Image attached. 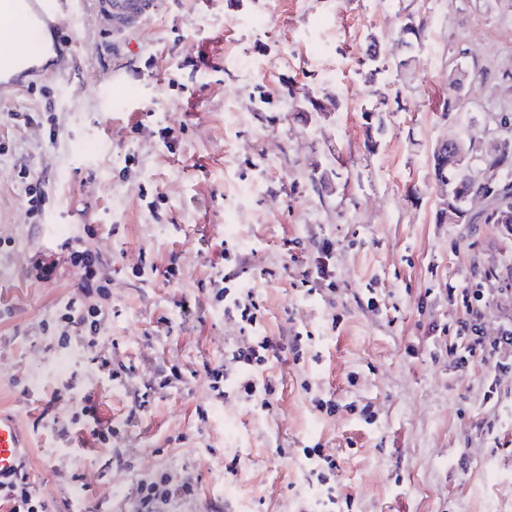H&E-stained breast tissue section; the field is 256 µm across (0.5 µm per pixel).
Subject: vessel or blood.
Wrapping results in <instances>:
<instances>
[{"instance_id":"b4317fda","label":"vessel or blood","mask_w":512,"mask_h":512,"mask_svg":"<svg viewBox=\"0 0 512 512\" xmlns=\"http://www.w3.org/2000/svg\"><path fill=\"white\" fill-rule=\"evenodd\" d=\"M82 0H0V98L22 90L38 68L14 51L15 42L44 26L62 27L77 14ZM101 28L113 48L125 45L155 15L159 0H92ZM20 441L13 421L0 416V478L20 465Z\"/></svg>"}]
</instances>
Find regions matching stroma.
I'll list each match as a JSON object with an SVG mask.
<instances>
[{
    "label": "stroma",
    "mask_w": 512,
    "mask_h": 512,
    "mask_svg": "<svg viewBox=\"0 0 512 512\" xmlns=\"http://www.w3.org/2000/svg\"><path fill=\"white\" fill-rule=\"evenodd\" d=\"M91 11L85 0L68 26L80 51L65 72L0 105V414L19 427L47 499L119 512L156 467L200 479L178 512H298L304 501L325 512L331 491L335 512H512V375L484 404L481 366L435 356L429 332L462 316L449 288H479L489 271L505 294L485 322L512 311V230L477 195L463 204L468 221L445 218L448 188L432 167L445 139L484 154L512 137V0H161L128 49L104 56ZM410 14L423 46L406 74L397 33ZM374 41L387 66L373 75L362 61ZM460 64L487 82L451 88ZM118 65L127 79L113 85ZM383 95L401 111H376ZM312 97L335 104L312 112ZM15 112L36 120L14 124ZM23 168L49 195L38 224ZM87 224L91 247L112 254L101 334L113 363L138 381L172 366L183 377L117 440L123 469L111 449L61 440L53 423L71 405H46L76 382L93 385L101 416L122 420L131 405L99 371L97 347L64 350L38 330L72 275L31 282L29 256ZM327 238L335 286L311 295L303 279ZM172 260L176 287L132 272ZM223 260L243 263L262 334L311 336L302 361L267 370L276 393L264 417L216 400L205 378L238 333L213 297ZM308 384L340 402L336 414L314 409ZM315 444L336 458L328 489L308 476L303 450Z\"/></svg>",
    "instance_id": "stroma-1"
}]
</instances>
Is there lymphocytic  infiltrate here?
Instances as JSON below:
<instances>
[{
  "label": "lymphocytic infiltrate",
  "mask_w": 512,
  "mask_h": 512,
  "mask_svg": "<svg viewBox=\"0 0 512 512\" xmlns=\"http://www.w3.org/2000/svg\"><path fill=\"white\" fill-rule=\"evenodd\" d=\"M96 229L84 225L82 233L60 241L56 250L35 251L29 261L31 277L43 283L56 280L61 268H69L76 280L78 295L68 298L52 320L41 321L42 333L57 337L61 347L85 342L99 334L104 320L103 304L111 297L112 279L107 274L102 252L90 248ZM237 270L229 269L215 280V298L224 304V315L238 325L239 334L224 346V363L207 369L206 379L215 398L235 395L258 414L268 413L275 388L264 373L272 361L284 355L301 359L307 346L302 333L278 338L258 333L259 306L252 289L240 286ZM501 294L497 288L462 291L463 316L455 331L440 328L434 343L460 368L480 363L484 368L485 402L499 399L503 375L512 372V313L495 325L484 321V310ZM68 400L73 408L72 424L86 448H96L119 437L121 428L100 417L98 406L87 386L68 384ZM198 480L193 476L175 478L169 472L148 468L140 474L128 512H171L174 504L197 497ZM0 507L7 512H48V501L31 480L26 467L0 480Z\"/></svg>",
  "instance_id": "obj_1"
}]
</instances>
